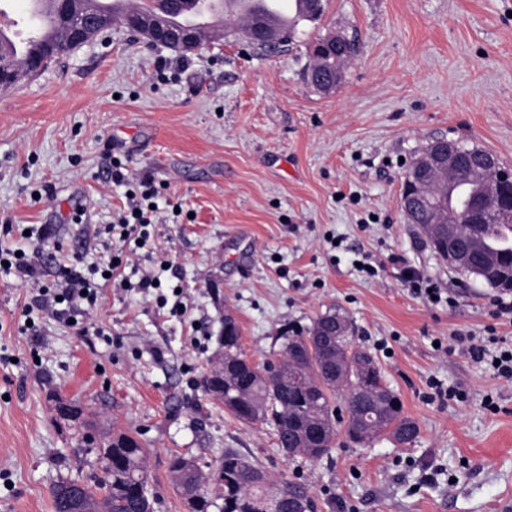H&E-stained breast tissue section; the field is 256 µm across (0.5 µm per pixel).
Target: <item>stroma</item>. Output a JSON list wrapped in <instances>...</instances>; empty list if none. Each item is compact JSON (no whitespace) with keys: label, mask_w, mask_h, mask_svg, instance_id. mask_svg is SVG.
Masks as SVG:
<instances>
[{"label":"stroma","mask_w":512,"mask_h":512,"mask_svg":"<svg viewBox=\"0 0 512 512\" xmlns=\"http://www.w3.org/2000/svg\"><path fill=\"white\" fill-rule=\"evenodd\" d=\"M336 32L360 51L318 92L304 79L309 49ZM443 135L512 169V0H328L270 55L230 25L199 54L116 25L0 93V225L13 226L0 243L37 260L47 285L73 260L133 256L74 326L0 268V512H54L58 481L91 482L88 421L142 441L156 512H186L174 455L212 467L228 448L305 487L315 512H512V380L453 339L486 340L497 292L440 261L399 206L407 162ZM113 154L181 204L150 225V247L106 231L127 204L100 176ZM80 204L83 223H70ZM43 224L60 252L40 240ZM364 253L376 276L360 271ZM406 266L452 306L411 295ZM145 272L163 294L179 288L186 313L135 289ZM330 307L417 422L413 443L356 445L341 428L330 455L289 459L272 425L204 395L226 316L260 364L284 328L309 329ZM434 381L464 400H431ZM58 397L81 418L57 419Z\"/></svg>","instance_id":"stroma-1"}]
</instances>
